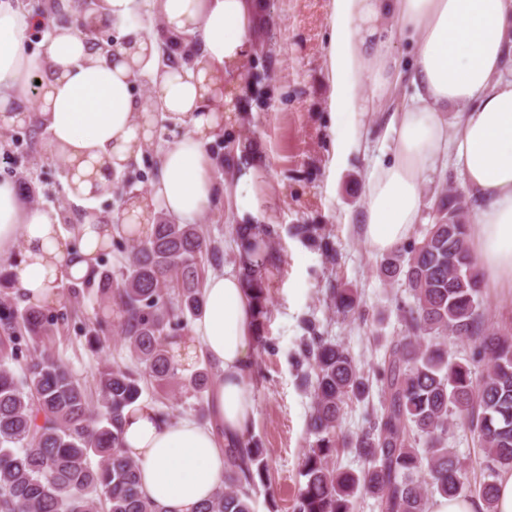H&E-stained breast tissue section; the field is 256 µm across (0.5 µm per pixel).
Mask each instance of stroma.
<instances>
[{
    "label": "stroma",
    "instance_id": "stroma-1",
    "mask_svg": "<svg viewBox=\"0 0 512 512\" xmlns=\"http://www.w3.org/2000/svg\"><path fill=\"white\" fill-rule=\"evenodd\" d=\"M331 0H262L252 43L253 51L243 72L225 82L227 94L237 99L238 112L224 128V144L214 157L217 183L230 181L233 172L225 158L237 142L250 141L260 148L255 164V193L264 197V221L274 225L278 261L272 268L266 335L269 348L254 346L251 376L255 421L251 429L267 451L269 490L259 491L255 512H292L299 486L303 456L314 437L308 427L311 396L305 392L293 364V353L304 331L303 320H313L323 336L349 349L357 365L371 370L382 355L383 342L403 335L405 326L397 311L408 295L399 282L379 277L377 257L363 245L357 220L363 191L361 173L386 160L389 140L387 116L413 93L407 80L397 81L376 112L367 117L369 150L350 156L339 170H331L332 144L348 128L345 115L332 116L327 107V32ZM47 135L31 125L17 123L0 127V180L25 185L22 197L29 205L52 209L61 216L60 233L73 236V220L93 209L103 223H112L117 213V195L126 190L150 191L164 137L144 149L130 168L118 172L112 192L100 196L93 206L72 197L67 162L51 152ZM465 193L459 170L451 163L431 169L423 187V205L412 238H421L434 223L433 198L443 188ZM249 197L232 200L217 196L212 208L198 223L222 258L218 270H237L232 226L237 205H249ZM297 224L320 226L336 251L326 256L314 245L294 236ZM357 288L361 315L345 320L327 303L330 288ZM68 309L69 319L44 336L40 352L65 364L97 398L96 380L106 364L133 366L134 361L118 333L98 348H90L80 330L95 314L94 293L79 298L60 294L50 312ZM143 401L168 411L171 418L196 417L199 396L182 388L172 393L143 386Z\"/></svg>",
    "mask_w": 512,
    "mask_h": 512
}]
</instances>
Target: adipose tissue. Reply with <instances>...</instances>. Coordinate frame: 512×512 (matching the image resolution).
Instances as JSON below:
<instances>
[{"label": "adipose tissue", "instance_id": "adipose-tissue-1", "mask_svg": "<svg viewBox=\"0 0 512 512\" xmlns=\"http://www.w3.org/2000/svg\"><path fill=\"white\" fill-rule=\"evenodd\" d=\"M162 37L144 40L126 30L115 58L92 50L78 28H53L44 49L24 42L37 18L16 0H0V127L21 121L41 125L49 148L71 166V191L94 201L106 189L104 168L122 170L151 140L149 124L130 81L145 64L160 90L169 121L186 134L165 143L151 200L165 213L191 221L211 205L217 185L209 143L222 122L224 79L251 51L256 0H152ZM415 46L409 80L413 94L391 113L390 159L366 173L358 220L367 248L384 254L400 246L422 207L429 169L454 157L476 201L471 234L486 280L512 288V77L504 75L505 46L512 38V0H331L329 109L351 124L333 142L332 166L365 152L364 121L399 79L388 28ZM193 35L191 65L178 73L157 70L163 37ZM42 88L33 111H17L29 97L33 75ZM459 113L449 123L448 113ZM56 212L29 206L15 183L0 181V270L27 302L54 303L65 279L87 277L111 225L86 218L79 246L59 232ZM206 306L193 336L172 348L177 362L197 356L213 363L211 419L164 418L142 403L126 415L122 452L139 463L141 490L160 512H194L224 477V444L243 438L254 419L251 347L252 304L239 278L208 277Z\"/></svg>", "mask_w": 512, "mask_h": 512}]
</instances>
